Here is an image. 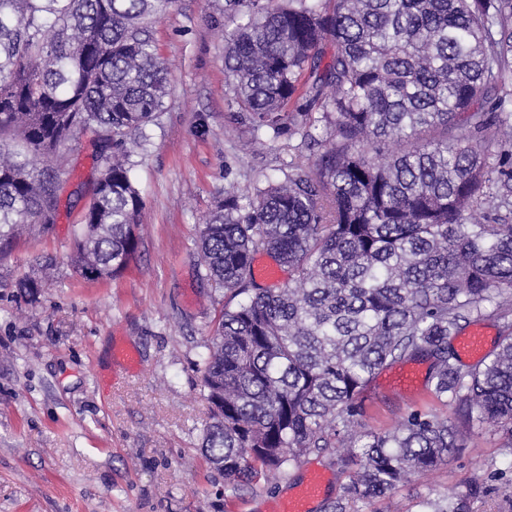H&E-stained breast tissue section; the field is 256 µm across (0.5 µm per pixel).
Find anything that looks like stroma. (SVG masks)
<instances>
[{
  "label": "stroma",
  "instance_id": "stroma-1",
  "mask_svg": "<svg viewBox=\"0 0 512 512\" xmlns=\"http://www.w3.org/2000/svg\"><path fill=\"white\" fill-rule=\"evenodd\" d=\"M238 15L224 0H176L154 29L171 92L148 130L134 177L143 194L140 244L112 279L91 283L69 261L82 203L50 229L0 256V512H267L310 471L330 482L310 512H326L349 478L329 453L312 454L288 478L235 493L205 462L208 420L197 364L211 322L228 296L199 274L196 228L225 188L282 178L296 151L287 138L245 149L248 126L224 87L225 38ZM91 135L67 153L63 196L89 183ZM41 278L36 297L24 276ZM135 349L130 371L113 351ZM374 379L365 422L381 431L410 408L454 417L425 389H387ZM500 434L473 430L464 448L433 473H413L390 512H421L426 498L468 497L473 474L487 490L470 512H512V456Z\"/></svg>",
  "mask_w": 512,
  "mask_h": 512
}]
</instances>
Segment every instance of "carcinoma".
<instances>
[{"instance_id":"1","label":"carcinoma","mask_w":512,"mask_h":512,"mask_svg":"<svg viewBox=\"0 0 512 512\" xmlns=\"http://www.w3.org/2000/svg\"><path fill=\"white\" fill-rule=\"evenodd\" d=\"M175 0H0V255L57 221L62 149L94 134L96 172L71 263L88 282L139 247L132 156L170 95L153 24ZM225 92L250 144L300 135L280 180L224 191L196 240L235 299L199 372L201 448L234 492L312 453L350 472L329 512L392 497L475 428L512 455V0H225ZM266 252L288 281L256 282ZM476 321L498 349L462 370L451 340ZM429 362L428 395L363 422L362 395L397 363ZM424 512H464L453 495Z\"/></svg>"}]
</instances>
